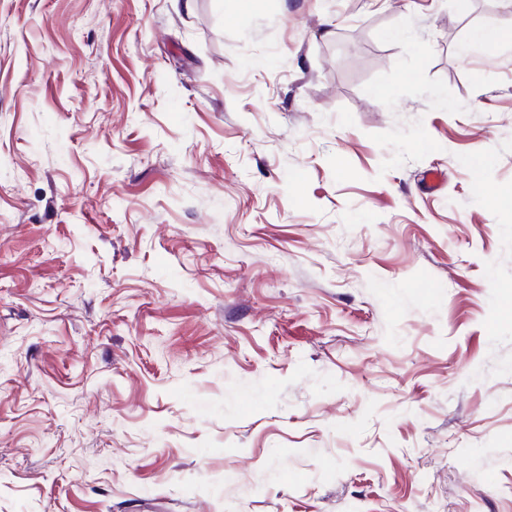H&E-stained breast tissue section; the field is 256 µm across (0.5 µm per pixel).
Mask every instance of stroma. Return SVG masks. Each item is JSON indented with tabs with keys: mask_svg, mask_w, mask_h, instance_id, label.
I'll list each match as a JSON object with an SVG mask.
<instances>
[{
	"mask_svg": "<svg viewBox=\"0 0 512 512\" xmlns=\"http://www.w3.org/2000/svg\"><path fill=\"white\" fill-rule=\"evenodd\" d=\"M486 24L0 0V512H512Z\"/></svg>",
	"mask_w": 512,
	"mask_h": 512,
	"instance_id": "1",
	"label": "stroma"
}]
</instances>
